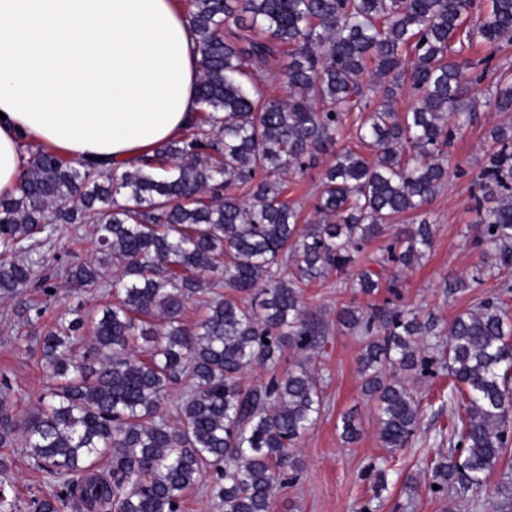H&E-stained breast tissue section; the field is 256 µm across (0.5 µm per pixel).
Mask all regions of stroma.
<instances>
[{
    "instance_id": "obj_1",
    "label": "stroma",
    "mask_w": 512,
    "mask_h": 512,
    "mask_svg": "<svg viewBox=\"0 0 512 512\" xmlns=\"http://www.w3.org/2000/svg\"><path fill=\"white\" fill-rule=\"evenodd\" d=\"M473 96L477 118L455 129L449 148L447 183L429 205L435 222L433 247L423 259L399 273L394 290L384 289L379 294L380 299L433 316L443 330L455 316L472 308L478 298L493 293L495 285L490 278L479 288L452 296L444 293L449 277L470 271L483 259L481 249L472 245L470 227L476 223L477 214L471 208V185L491 146L489 128L508 120L507 115L491 111L487 105L486 86H478ZM332 160V153L320 154L304 174L285 177L284 197L301 206L304 218L314 214L321 178ZM94 241L92 225H56L44 247L46 255L53 259L51 267L59 285L55 296L28 289L13 297H0V394L6 395L18 414L36 408L48 396L54 379L41 365L34 337L19 326L16 311L40 304L44 310L42 326L54 325L70 302L63 287L66 269L71 262L91 260ZM341 282V277L333 275L304 290L307 311L323 321L327 330L325 350L314 358V366L323 378L325 410L300 441L296 453L301 471L296 480L278 488L273 512H359L367 502L377 512H495L494 501L485 491L470 492L452 501L429 493L422 486L426 459L446 450L437 437L438 429L448 423V412L442 407L448 379L441 375L419 378L406 373L405 378L424 409L417 442L396 453L384 490H377L374 481L366 478L368 466L386 457L387 452L378 439L376 406L361 394L358 360L366 340L340 331L336 325L337 305L351 298ZM346 412L355 414L361 428L359 438L352 443L341 437L340 417ZM4 454L9 468L0 474V485L9 498L15 499L18 512H33L34 500L50 496L56 485L38 471L22 448H8ZM410 481L421 486L413 498L405 490Z\"/></svg>"
}]
</instances>
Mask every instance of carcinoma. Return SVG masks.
Returning a JSON list of instances; mask_svg holds the SVG:
<instances>
[{"mask_svg":"<svg viewBox=\"0 0 512 512\" xmlns=\"http://www.w3.org/2000/svg\"><path fill=\"white\" fill-rule=\"evenodd\" d=\"M187 14L204 67L200 115L179 139L107 171L39 147L17 192L0 196L1 296L57 288L40 251L52 224L95 225L96 257L69 267L73 295L117 269L100 314L78 303L34 332L57 379L48 401L20 416L0 397V447L21 442L61 488L35 512H180L185 491L208 475L222 512H272L273 491L300 469L295 448L325 405L312 361L326 330L302 288L333 271L349 272L344 287L355 295L391 287L382 273L355 269L357 253L404 214L418 224L374 264L404 269L425 255L445 149L455 123L472 120L471 91L491 62L466 53L512 41V0H188ZM281 44L290 47L283 99L260 90L261 66ZM405 91L414 105L398 112L392 103ZM488 105L512 112L511 72L501 71ZM353 112L365 116L355 137L370 156L338 144ZM490 140L473 183L474 244L494 258L448 279L447 295L512 268V125L493 127ZM330 149L318 219L302 224L283 200L284 176ZM497 288L445 332L388 300L344 303L336 325L368 337L361 391L377 404L382 447H407L423 415L396 372L445 375L448 452L426 461L428 491H477L501 468L496 508L512 512V312L501 298L512 282ZM202 292L211 294L206 312L189 327L186 304ZM288 349L298 358L280 373ZM254 366L271 373L245 389L239 376ZM181 381L172 424L163 404ZM341 423L355 441L354 415Z\"/></svg>","mask_w":512,"mask_h":512,"instance_id":"carcinoma-1","label":"carcinoma"}]
</instances>
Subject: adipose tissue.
Segmentation results:
<instances>
[{"mask_svg":"<svg viewBox=\"0 0 512 512\" xmlns=\"http://www.w3.org/2000/svg\"><path fill=\"white\" fill-rule=\"evenodd\" d=\"M202 69L175 0H0V195L33 144L107 169L179 137Z\"/></svg>","mask_w":512,"mask_h":512,"instance_id":"adipose-tissue-1","label":"adipose tissue"}]
</instances>
